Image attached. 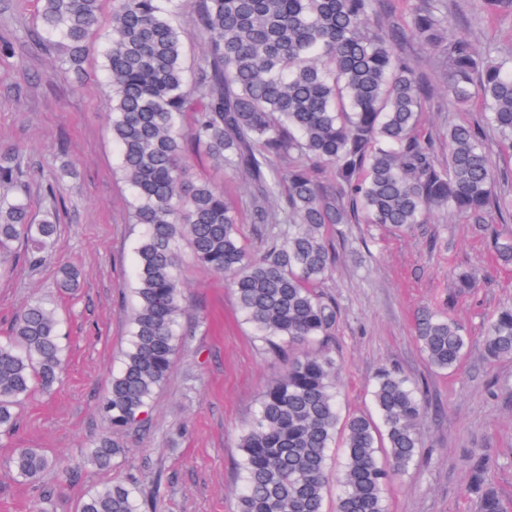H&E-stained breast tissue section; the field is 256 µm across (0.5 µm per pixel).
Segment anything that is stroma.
<instances>
[{"label": "stroma", "mask_w": 512, "mask_h": 512, "mask_svg": "<svg viewBox=\"0 0 512 512\" xmlns=\"http://www.w3.org/2000/svg\"><path fill=\"white\" fill-rule=\"evenodd\" d=\"M38 9L39 0H0V39L13 42L12 53L0 54V151L23 155L35 212L50 205L49 179L65 205L58 210L56 259L33 267L21 258L12 274L0 276V336L24 305L55 295L58 262L75 265L81 277L59 306L69 344L66 376L23 409L12 440L0 441V512H31L41 494L42 485L16 481L9 471L14 449L76 461L108 430L97 405L127 345V286L139 232L128 218L131 190L115 173L103 59L91 51L86 83L72 89L56 74V51L28 43ZM448 31L479 48L493 41L512 49V20L488 22L476 0H448ZM480 119L442 95L423 115L426 130L440 138L449 123ZM189 167L195 179L242 197L249 191L245 175L205 156L191 157ZM494 233L512 236V219L493 223L487 234L450 212L405 232L361 222L328 230L336 269L322 289L338 308L333 345L341 413L374 415L371 390L385 368L416 384L425 409L416 460L389 485L388 512H479L469 462L475 450L490 457L488 480L512 512V359L489 360L480 344L488 318L512 307V268L496 263ZM471 270L485 282L460 292L455 279ZM182 275L187 318L204 320V329L180 348L147 430L126 440V460L109 469L83 466L75 482L59 486L58 512H76L88 491L128 478L156 493L155 512H236L239 435L284 363L253 341L223 279L187 256ZM425 308L448 309L473 337L459 370L426 362L414 332Z\"/></svg>", "instance_id": "stroma-1"}]
</instances>
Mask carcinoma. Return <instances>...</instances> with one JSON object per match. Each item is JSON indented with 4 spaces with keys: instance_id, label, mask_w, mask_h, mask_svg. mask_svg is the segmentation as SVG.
Returning <instances> with one entry per match:
<instances>
[{
    "instance_id": "1",
    "label": "carcinoma",
    "mask_w": 512,
    "mask_h": 512,
    "mask_svg": "<svg viewBox=\"0 0 512 512\" xmlns=\"http://www.w3.org/2000/svg\"><path fill=\"white\" fill-rule=\"evenodd\" d=\"M162 0H113L102 46L111 90L112 142L133 194L135 304L129 346L99 410L113 430L136 433L167 380L179 344L202 325L183 322L181 244L194 261L224 277L237 307L268 350L288 349L283 373L261 395L243 430L237 512H323L329 449L341 441L342 492L336 512H388L385 491L413 463L424 409L411 382L383 369L372 389L377 418L341 417L338 364L329 344L336 302L319 291L335 256L326 230L362 219L402 231L452 209L488 231L492 218L512 217V194L495 189V171L476 128L451 124L446 138L421 131L434 89L413 66L405 40L437 47L448 67L446 91L457 106H477L512 153V50H476L470 40L443 37L448 0H404L403 24L386 29L378 0H194L187 32ZM485 17L512 18V0H477ZM101 0H40L36 48L49 47L76 74L99 39ZM205 44L192 69L184 45ZM191 127L180 128L183 114ZM203 154L244 174L246 210L260 225L250 253L239 236V205L224 190L190 178L188 159ZM334 171L329 188L317 177ZM0 269L14 264L17 246L40 265L58 237L52 208L35 223L19 155L0 153ZM512 265V236L493 238ZM79 272L58 271V286L75 287ZM415 334L428 363L457 370L470 346L465 326L444 309H424ZM55 309L25 305L9 335L0 337V439L16 431L19 410L59 382L64 366ZM487 357L512 358V308L488 322ZM108 436L92 441L87 463L108 468L124 457ZM15 477L40 482L61 462L39 448H17ZM479 512H507L485 483V461L473 465ZM153 503L137 480L89 492L79 512H149Z\"/></svg>"
}]
</instances>
